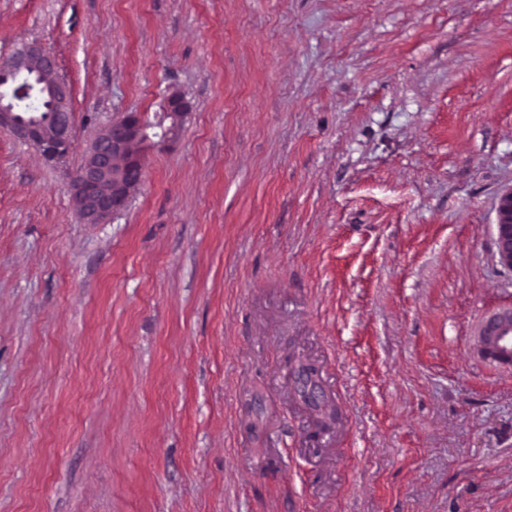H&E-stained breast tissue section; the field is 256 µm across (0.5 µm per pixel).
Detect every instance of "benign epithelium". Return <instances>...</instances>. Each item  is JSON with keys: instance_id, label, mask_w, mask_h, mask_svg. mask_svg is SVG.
I'll use <instances>...</instances> for the list:
<instances>
[{"instance_id": "1", "label": "benign epithelium", "mask_w": 512, "mask_h": 512, "mask_svg": "<svg viewBox=\"0 0 512 512\" xmlns=\"http://www.w3.org/2000/svg\"><path fill=\"white\" fill-rule=\"evenodd\" d=\"M36 74L52 102L48 120L24 117L0 100V130L33 148L48 165L66 161L74 149L71 89L58 75L56 58L38 43L25 45L0 61V93L24 98L30 84H13L11 79ZM192 110L180 93L168 95L161 106L154 141L139 112H125L112 120L88 148L78 174L69 187L76 211L86 224H101L123 210L143 181L142 152L174 141ZM496 256L498 264L512 271V188L503 192L497 205ZM479 352L499 363H512V307L487 317L477 332Z\"/></svg>"}]
</instances>
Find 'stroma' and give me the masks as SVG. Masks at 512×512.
I'll use <instances>...</instances> for the list:
<instances>
[{
    "label": "stroma",
    "instance_id": "obj_1",
    "mask_svg": "<svg viewBox=\"0 0 512 512\" xmlns=\"http://www.w3.org/2000/svg\"><path fill=\"white\" fill-rule=\"evenodd\" d=\"M72 88L0 131V512H512V0H0ZM192 113L105 223L67 175ZM337 408L320 429L291 362ZM496 234L498 264L512 271V188L499 197ZM479 352L499 363H512V307L487 317L477 332Z\"/></svg>",
    "mask_w": 512,
    "mask_h": 512
}]
</instances>
